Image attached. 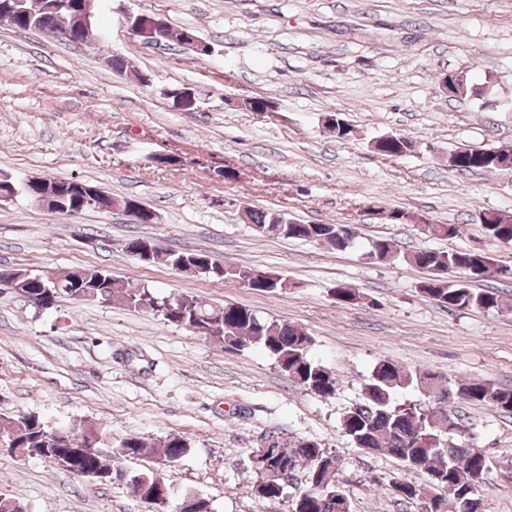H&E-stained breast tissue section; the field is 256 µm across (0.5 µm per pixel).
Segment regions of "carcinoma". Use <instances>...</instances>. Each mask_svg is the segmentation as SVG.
<instances>
[{
  "mask_svg": "<svg viewBox=\"0 0 512 512\" xmlns=\"http://www.w3.org/2000/svg\"><path fill=\"white\" fill-rule=\"evenodd\" d=\"M62 0H0V9L14 14L13 27L38 30L54 36H70L84 43L93 35L86 25L85 0H67L70 9H58ZM153 27L145 18L130 20L131 27L150 34L154 43L175 41L182 43L192 28L172 32L166 21L154 16ZM412 143L404 136L383 137L375 151L387 158H395L411 150ZM496 169L493 160L477 155L460 165V172H488ZM88 184L76 179H53L45 186L26 184L23 190L29 200L45 190L60 199L63 211L83 212L92 209L82 190ZM249 218L256 226L281 225L279 235L288 239L318 242L336 251L353 246L356 239L350 224H299L281 212L253 211ZM491 238L512 244V219L495 216L491 224L483 225ZM400 251L390 238L371 242L369 255L380 263L393 261ZM403 258L425 273L419 290L426 298L450 310L476 308L486 312H512V300L470 283L495 277L504 270L495 268L493 259L482 252L421 249L406 253ZM151 264L171 267L190 275L208 276L222 281H234L245 288L275 296L284 290L283 278L245 267H226L216 262L209 253L195 250L177 251L154 249ZM468 275L463 281L451 279L449 272ZM13 280L24 285L27 302L41 309L54 307L61 298L94 301L102 305L120 303L148 312L165 323L182 327L192 333L209 337L226 350L242 351L259 348L266 352L281 369L306 390L322 397L336 394L338 378L328 368L309 356L313 338L299 326L288 321H266L243 305L210 306L187 294L158 296L150 289L131 288L124 281L98 268H80L64 273L35 274L23 269L12 272ZM433 381L434 392L427 401L393 402L395 390L414 385L426 389ZM448 388L430 374L403 371L393 363L380 360L372 369L358 402L344 411L340 418L343 433L354 447L367 453H380L399 461L410 472H422L427 485L407 479L392 481L393 494L403 502L415 501L425 488L437 491L432 501L435 512H472L469 502L476 495L472 486L484 474V455L469 441L466 431L448 429ZM453 388L456 399L476 405L492 406L504 413H512V389L499 388L481 379L463 381ZM77 420L61 426L47 422L37 414L17 418L0 416V438L6 447L0 454L14 458L39 457L70 473L101 483H122L132 497L152 509L161 499H168V512H180L178 506L189 503L187 512H213L210 500L191 491H180L154 471L130 473L120 460L143 454L146 443L137 436H128L115 442L110 431L101 425L87 423L80 429ZM189 443L181 436L169 434L153 446V454L165 466H172L189 451ZM262 449H254L248 457V466L255 474L251 494L259 500L275 504L288 497V484L279 473L308 468L310 486L298 492L291 500V512H345L351 507L343 486L336 483L340 461L334 452L316 441L296 439L288 444L280 441L265 452L259 464L255 457Z\"/></svg>",
  "mask_w": 512,
  "mask_h": 512,
  "instance_id": "obj_1",
  "label": "carcinoma"
}]
</instances>
